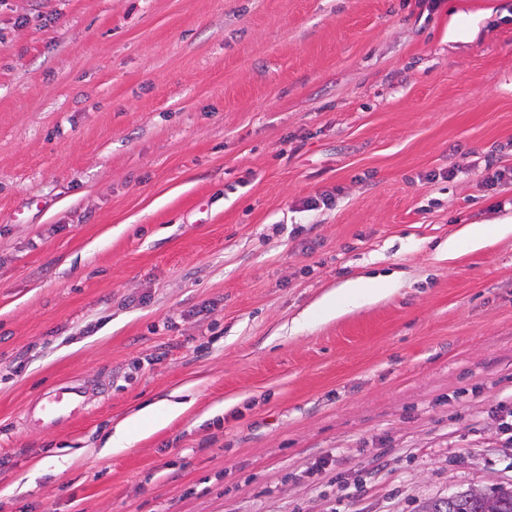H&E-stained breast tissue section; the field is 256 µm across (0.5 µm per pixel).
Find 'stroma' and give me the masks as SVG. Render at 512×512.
I'll use <instances>...</instances> for the list:
<instances>
[{"instance_id":"stroma-1","label":"stroma","mask_w":512,"mask_h":512,"mask_svg":"<svg viewBox=\"0 0 512 512\" xmlns=\"http://www.w3.org/2000/svg\"><path fill=\"white\" fill-rule=\"evenodd\" d=\"M490 161L512 0H0V512L512 485V235L436 256L512 224ZM358 276L373 297L305 319ZM63 380L87 413L27 425ZM165 400L190 408L102 453ZM512 232L511 224H497L493 231L484 224H467L462 227L456 236L448 239V258L455 255L461 242H465L473 249H482L493 245L500 237Z\"/></svg>"}]
</instances>
